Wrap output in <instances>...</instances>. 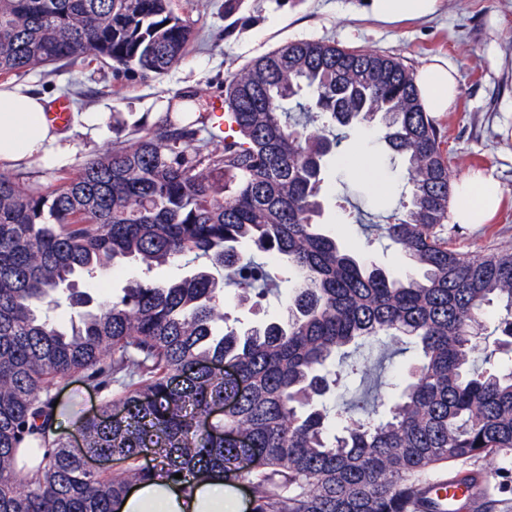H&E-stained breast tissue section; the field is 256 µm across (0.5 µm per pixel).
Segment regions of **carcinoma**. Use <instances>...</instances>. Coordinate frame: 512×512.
Here are the masks:
<instances>
[{"mask_svg":"<svg viewBox=\"0 0 512 512\" xmlns=\"http://www.w3.org/2000/svg\"><path fill=\"white\" fill-rule=\"evenodd\" d=\"M173 4L0 0V76L89 58L164 75L195 38ZM415 80L392 56L293 41L225 79L231 134L214 149L168 115L45 192L0 172V512H114L162 471L187 492L213 472L244 480L252 512H432L419 489L435 472L508 458L512 365L488 366L490 352L477 366V339L496 304L512 353V252L473 255L445 236V134ZM374 124L410 186L382 227L411 262L400 276L324 229L335 130ZM247 246L286 261L300 287L286 317L224 332V286L240 305L259 297ZM190 255L204 259L190 274L133 279L112 300L76 288L124 259L150 273ZM397 335L420 351L400 391L324 407L342 374L370 373L351 346ZM76 372L123 387L80 419L84 451L123 457L119 469L91 472L50 438L51 392ZM43 446L37 474L18 469V449Z\"/></svg>","mask_w":512,"mask_h":512,"instance_id":"cac0c4a2","label":"carcinoma"}]
</instances>
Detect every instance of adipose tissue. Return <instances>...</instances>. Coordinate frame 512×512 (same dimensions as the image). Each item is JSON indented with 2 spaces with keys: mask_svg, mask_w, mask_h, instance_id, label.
Segmentation results:
<instances>
[{
  "mask_svg": "<svg viewBox=\"0 0 512 512\" xmlns=\"http://www.w3.org/2000/svg\"><path fill=\"white\" fill-rule=\"evenodd\" d=\"M441 0H365L363 9L375 19L399 23L435 13ZM424 112L449 111L459 90L447 61L434 59L416 74ZM46 96L23 85H0V165L19 166L36 158L51 166L67 158L70 135L45 119ZM504 195L495 181L468 180L458 185L454 217L460 224H483ZM247 504L222 474L199 482L192 493L162 475L133 488L114 505V512H245Z\"/></svg>",
  "mask_w": 512,
  "mask_h": 512,
  "instance_id": "obj_1",
  "label": "adipose tissue"
}]
</instances>
